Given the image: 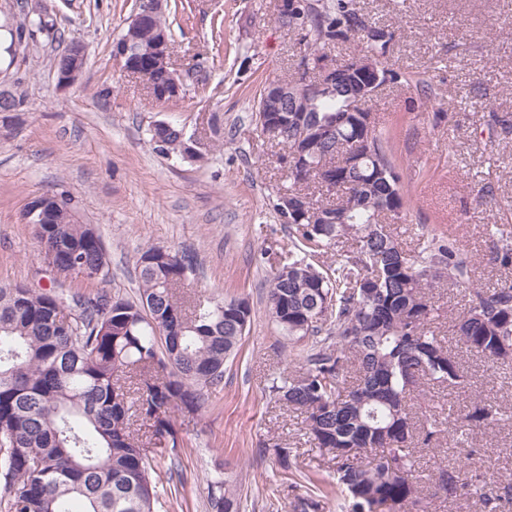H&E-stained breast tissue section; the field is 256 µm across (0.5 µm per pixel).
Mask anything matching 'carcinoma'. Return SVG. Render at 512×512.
I'll use <instances>...</instances> for the list:
<instances>
[{"label": "carcinoma", "mask_w": 512, "mask_h": 512, "mask_svg": "<svg viewBox=\"0 0 512 512\" xmlns=\"http://www.w3.org/2000/svg\"><path fill=\"white\" fill-rule=\"evenodd\" d=\"M303 49L296 68H316L331 49L357 32L358 53L388 64L397 33L364 18L354 0H305ZM18 51L56 39L51 16L19 11ZM170 34L159 12L135 34L123 67L165 91L172 70L150 52ZM352 77L334 89L292 101L261 87L252 119L269 140L300 151L302 169H287L278 197L301 194L307 206L288 223V263L272 272L267 311L297 358L295 374L272 380L269 397L303 415L306 442L329 456L332 480L306 476L310 493L298 512H318L332 498L340 512H422L420 459L442 441L469 460L480 455L471 432L512 422V410L479 400L465 409L438 408L423 387L462 390L469 377L452 342L432 324L440 307L431 289L463 287L465 303L453 335L492 364L512 361V282L470 287L472 259L457 240L421 234L406 248L378 212L404 209L406 200L389 137L344 111ZM297 111H289V108ZM179 125H152L155 149L184 157ZM35 258L63 275L57 288L0 283V509L3 512H154L158 500L156 449L179 457L172 413L197 414L205 391L220 385L224 364L238 351L251 319L244 298L185 295L189 259L152 246L140 255L139 300L105 288L109 261L96 229L51 214L31 225ZM489 260L512 266V229L491 225ZM351 241L335 265L319 258ZM77 278L98 284L85 292L63 286ZM273 455L282 477L297 471V449L259 448ZM431 485L446 500L476 498L489 508L512 499V485L436 467ZM211 512H242L230 479L210 483Z\"/></svg>", "instance_id": "1"}]
</instances>
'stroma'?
<instances>
[{"label": "stroma", "mask_w": 512, "mask_h": 512, "mask_svg": "<svg viewBox=\"0 0 512 512\" xmlns=\"http://www.w3.org/2000/svg\"><path fill=\"white\" fill-rule=\"evenodd\" d=\"M137 0H47L56 41H42L25 62H0V86L23 81L27 105L0 112V282L50 287L32 259L29 199L67 192L78 220L94 225L108 252L113 295L138 297L137 261L163 246L196 265L189 288L247 299L251 321L224 380L207 392L205 409L176 414L183 440L179 468L162 458L159 512H208L207 484L228 476L246 512H295L304 488H285L273 460L256 448L287 443L300 449L304 473L329 476L318 450L298 443L301 417L271 401L270 380L289 362L284 339L266 309L268 278L288 256V230L273 211L284 172L282 151L251 118L265 78L286 76L298 35L276 20L275 0H187L190 21L175 20L177 50L207 60L209 100L187 95L163 106L146 95L114 55ZM364 15L400 27L391 62L403 78L385 87L370 109L391 131L409 197L397 231H453L479 265L482 286L512 279V268L487 262L486 225L512 227V0H357ZM224 18L221 39L211 19ZM72 43L87 50L78 79L60 87L53 58ZM447 113L436 121L435 113ZM171 118L204 137L203 166L157 152L153 121ZM224 128L216 143L213 122ZM492 188L486 205L479 186ZM471 387L453 393L512 402V367L464 359ZM477 469L512 483V430L480 432Z\"/></svg>", "instance_id": "obj_1"}]
</instances>
